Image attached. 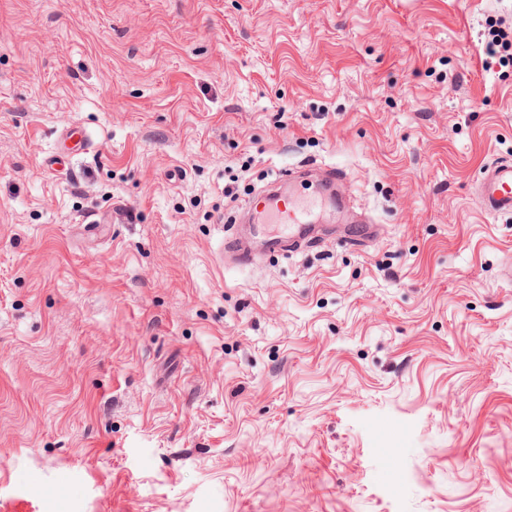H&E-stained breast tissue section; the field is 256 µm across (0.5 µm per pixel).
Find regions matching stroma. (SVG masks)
Here are the masks:
<instances>
[{"label": "stroma", "mask_w": 512, "mask_h": 512, "mask_svg": "<svg viewBox=\"0 0 512 512\" xmlns=\"http://www.w3.org/2000/svg\"><path fill=\"white\" fill-rule=\"evenodd\" d=\"M500 19L0 0V512H512ZM329 167L321 223L376 236L225 263L275 170ZM482 68L487 72L512 59V26L491 25L483 33ZM476 195L480 206L492 215L512 214V164L488 169L480 180Z\"/></svg>", "instance_id": "obj_1"}]
</instances>
